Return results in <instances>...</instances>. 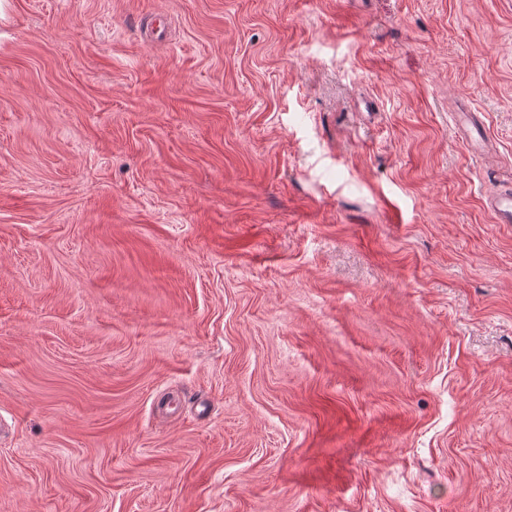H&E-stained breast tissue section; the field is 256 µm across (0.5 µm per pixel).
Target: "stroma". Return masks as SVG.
Returning a JSON list of instances; mask_svg holds the SVG:
<instances>
[{"instance_id":"35a3bbf8","label":"stroma","mask_w":512,"mask_h":512,"mask_svg":"<svg viewBox=\"0 0 512 512\" xmlns=\"http://www.w3.org/2000/svg\"><path fill=\"white\" fill-rule=\"evenodd\" d=\"M507 189L512 0H0V512H512Z\"/></svg>"}]
</instances>
